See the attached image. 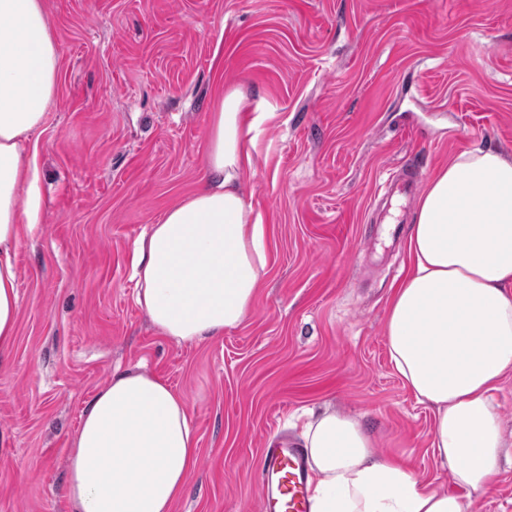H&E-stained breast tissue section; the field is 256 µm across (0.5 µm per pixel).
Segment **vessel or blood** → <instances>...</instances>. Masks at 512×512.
I'll return each instance as SVG.
<instances>
[{
    "label": "vessel or blood",
    "instance_id": "b4317fda",
    "mask_svg": "<svg viewBox=\"0 0 512 512\" xmlns=\"http://www.w3.org/2000/svg\"><path fill=\"white\" fill-rule=\"evenodd\" d=\"M419 192L413 176H392L384 203L398 198L412 205ZM260 491L262 512H310V470L304 452L285 440L269 441L261 451Z\"/></svg>",
    "mask_w": 512,
    "mask_h": 512
}]
</instances>
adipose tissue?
<instances>
[{"mask_svg": "<svg viewBox=\"0 0 512 512\" xmlns=\"http://www.w3.org/2000/svg\"><path fill=\"white\" fill-rule=\"evenodd\" d=\"M61 77L43 0H0V357L18 321L16 250L39 222L35 160ZM263 113L236 88L215 100L203 187L168 208L132 251L135 299L165 337L197 344L240 327L269 270L266 227L241 187ZM412 265L395 288L390 361L435 410L431 446L456 491L431 487L379 456L359 417L326 410L298 444L311 471V512H468L506 448L495 393L512 369V160L491 149L456 156L432 177L408 238ZM198 463L183 396L148 373L115 371L85 407L68 451L73 512H172Z\"/></svg>", "mask_w": 512, "mask_h": 512, "instance_id": "ef3b65f1", "label": "adipose tissue"}]
</instances>
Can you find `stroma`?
Returning <instances> with one entry per match:
<instances>
[{"mask_svg":"<svg viewBox=\"0 0 512 512\" xmlns=\"http://www.w3.org/2000/svg\"><path fill=\"white\" fill-rule=\"evenodd\" d=\"M60 88L35 133L40 229L16 253L0 366V512H72L69 444L116 369L186 400L198 464L174 512H262L260 450L304 411L361 418L379 453L453 486L434 412L384 324L411 266L366 220L389 174L420 183L482 146L512 159V0H44ZM266 112L242 176L268 231L248 320L184 344L135 301L133 243L195 190L218 93ZM469 512H512V465Z\"/></svg>","mask_w":512,"mask_h":512,"instance_id":"35a3bbf8","label":"stroma"}]
</instances>
